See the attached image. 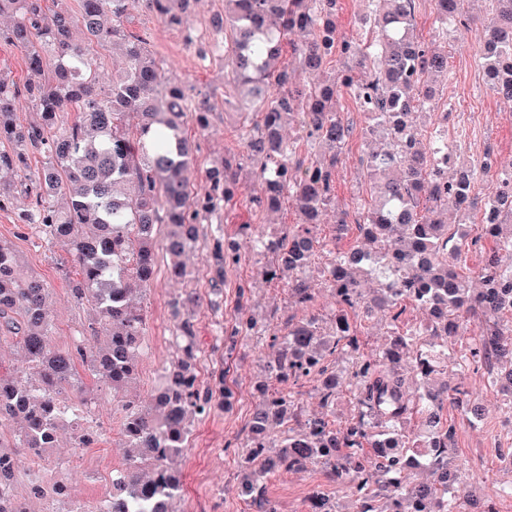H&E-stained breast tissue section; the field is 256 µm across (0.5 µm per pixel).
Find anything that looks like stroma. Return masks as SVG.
<instances>
[{"mask_svg":"<svg viewBox=\"0 0 512 512\" xmlns=\"http://www.w3.org/2000/svg\"><path fill=\"white\" fill-rule=\"evenodd\" d=\"M224 0H193L184 22L179 26L164 24L141 9L132 0L125 26L147 39L149 51L160 61L162 79H180L195 89L206 92L213 107L210 128L200 133V150L195 155L196 186L204 188L205 171L212 162L227 155L244 153L240 130L238 101L231 90L227 63L219 53L210 49L215 39L211 28L214 14L223 11ZM470 12L475 18L461 37L448 42V70L451 78L441 86L432 110L448 115V141L458 146L467 158L483 160L491 156L495 168L512 166V110L505 107L490 90L484 72L476 57L483 39L480 23L487 13V0H470ZM194 36L195 44H188L187 36ZM344 117L353 126V135L345 146L336 168V201L340 207L356 210L361 200L369 196L364 178L363 159L365 142L363 129L366 119L353 102H346ZM242 188L235 208L229 212L226 223L216 226L201 225L196 250L189 262L196 269L188 283L172 280L166 263H159L153 281L137 301L146 315L143 345L139 357L137 393L141 400H149L159 382L162 371L176 356L172 342L173 325L171 302L183 287L197 289L208 295L206 271L201 268L206 250L216 231L234 234L238 223L247 221L257 229L270 224H294L298 215L294 208L277 213L251 210L248 200L260 190L249 174H242ZM25 199L0 210V244L10 247L21 258L27 274L44 280L50 290L49 309L53 318L52 344L63 349L70 347L77 331L87 323L90 305L77 302L71 292L76 278L69 265L65 247L39 237L35 231L20 229L17 213L25 206ZM263 257L247 254L239 266L227 269L224 275V307L212 311L202 306L197 313L198 339L201 353L197 371L202 381L219 361L230 366L227 381L236 389L238 400L228 409L217 408L194 423V435L174 465L182 473L183 491L177 504L179 512H240L242 500L236 485L244 470L239 450L246 442V423L261 394L259 384L265 379L262 364L275 353L267 336L232 335L233 326L252 316L265 318L274 326L298 321L316 312L324 324L334 320L335 301L327 289H320L313 309L306 310L290 301L283 286H272L260 278ZM251 281L252 288L245 297H238L241 281ZM449 383L460 384L483 398L486 415L481 427L474 428L449 411L456 421V451L454 460L461 468L462 481L474 496L491 499L497 512H512V499L496 497L501 485L512 482V465L500 457L504 448H512V414L502 405L486 383L482 372L449 374ZM93 417L108 420V428L86 448H76L73 432H62L56 448L50 449L44 459L27 454L18 457L22 472L39 471L45 483H53L59 473H67L68 498L89 507L100 506L111 490V481L105 475V466L123 462L126 457L120 434L121 414L112 398L111 389L90 383ZM283 392L292 394L305 410L326 412L328 419L341 422L353 411L352 397L341 392L334 407L322 410L314 384L304 381L298 385L283 384ZM322 491L331 500L336 512H356V500L348 491L330 483L321 466H312L298 472H284L267 483L269 495L276 500L279 512H307L308 498L313 491Z\"/></svg>","mask_w":512,"mask_h":512,"instance_id":"stroma-1","label":"stroma"}]
</instances>
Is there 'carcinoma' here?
Returning a JSON list of instances; mask_svg holds the SVG:
<instances>
[{"mask_svg":"<svg viewBox=\"0 0 512 512\" xmlns=\"http://www.w3.org/2000/svg\"><path fill=\"white\" fill-rule=\"evenodd\" d=\"M0 0V14L12 23L0 39L19 48L34 79L19 85L0 73V209L18 195L30 199L19 221L45 238L69 247L79 278L72 291L91 302L90 336L105 328L104 346L86 350L79 341L52 346L47 308L49 288L25 275L14 252L0 244V329L15 335L25 368L36 378L0 373V499L18 481L14 448L42 455L60 428L79 425L90 393L77 365L112 387L121 402V434L127 462L112 478L106 512H176L182 476L171 466L188 446L194 421L217 406H230L237 393L219 365L204 386L196 373L199 355L195 313L197 292L174 297L178 312L173 336L179 353L165 369L161 389L145 406L129 398L138 374L144 315L133 292L147 288L159 257L171 278L187 277L184 256L199 238V225L236 205L243 162L226 156L205 171L204 192L193 191L192 163L199 145L188 136L192 115L203 132L212 109L207 97L184 82L159 81L160 63L141 35L127 31L129 0ZM161 21L179 26L190 0H142ZM364 24L371 36L339 34V0H224L212 28L233 30L231 76L246 115V158L260 192L250 208L278 212L290 202L301 222L279 225L273 249L266 231L246 222L232 236L212 239L204 267L210 275V308L220 310L224 272L244 249L267 259L265 282L288 286V296L308 308L318 283L312 266L324 261L321 284L336 301L334 326L312 315L286 322L272 334L275 355L266 377L279 383H316L322 407L339 392L353 393L355 408L335 425L322 414L303 413L274 388L263 395L248 422L247 477L238 489L256 512H276L266 495L267 480L282 472L319 464L329 479L356 496V512H494L465 494L450 469L456 426L480 420L478 397L459 385L437 382L448 371L485 372L487 385L512 411V284L502 276L512 265V168L496 177L495 192L478 205L476 185L492 161L458 163L447 177L437 168L448 143V113L428 129L415 116L430 108L435 84L448 83V34L466 28L468 0H436L437 38L416 33L415 0H369ZM483 20L480 66L497 97L512 106V0H489ZM291 33L306 35L288 42ZM110 44L120 65L112 82L100 81L93 46ZM342 60L335 69L331 63ZM368 117L363 130L371 148L363 160L370 201L357 209L355 226L364 244L343 246L349 213L336 216L329 237L316 229L335 206V174L352 135L343 121L344 96ZM37 118L20 123L21 101ZM73 112L71 122L61 113ZM288 128L322 151L295 161L297 146ZM42 157L30 172V156ZM458 223H448V208ZM480 222L469 224L474 210ZM484 254L480 266L464 272L463 254ZM419 310V327L399 330L408 308ZM384 319L391 327L374 355L364 353L349 315ZM415 420L414 427L407 422ZM21 422L7 438L3 427ZM276 448L274 455L266 449Z\"/></svg>","mask_w":512,"mask_h":512,"instance_id":"carcinoma-1","label":"carcinoma"}]
</instances>
